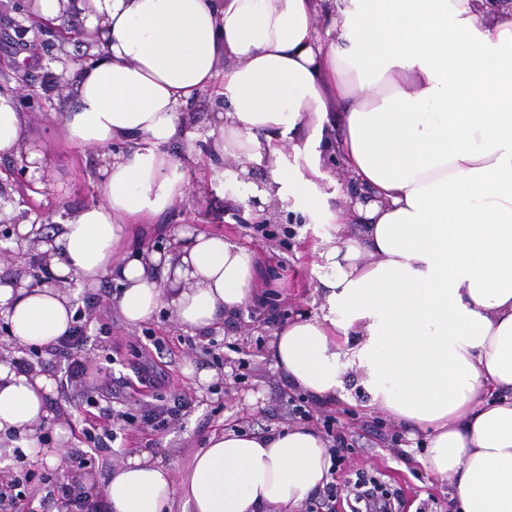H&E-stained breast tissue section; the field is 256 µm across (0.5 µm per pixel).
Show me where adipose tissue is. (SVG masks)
Segmentation results:
<instances>
[{"label":"adipose tissue","instance_id":"ef3b65f1","mask_svg":"<svg viewBox=\"0 0 512 512\" xmlns=\"http://www.w3.org/2000/svg\"><path fill=\"white\" fill-rule=\"evenodd\" d=\"M36 24L96 46L71 63L65 139L110 149L103 198L38 246L52 284L0 282V318L46 352L74 324L76 292L108 279L131 326L168 308L183 330L220 329L260 293L259 249L222 233L134 248L187 186L170 146L203 96L232 161L228 205L253 219L324 225L316 314L278 325L272 365L332 403L346 379L449 486L456 512H512V0H37ZM0 79V159L19 158L26 116ZM331 153L369 202L323 191ZM291 164H284V154ZM336 206H329V198ZM57 387L0 363V442L39 449ZM329 443L296 422L211 433L183 481L150 449L123 457L108 512H297L331 480Z\"/></svg>","mask_w":512,"mask_h":512}]
</instances>
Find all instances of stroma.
Listing matches in <instances>:
<instances>
[{
    "mask_svg": "<svg viewBox=\"0 0 512 512\" xmlns=\"http://www.w3.org/2000/svg\"><path fill=\"white\" fill-rule=\"evenodd\" d=\"M90 48V43L64 41L50 27L35 25L21 11L19 0H0V78L16 87L19 107L28 117L22 144L40 150L47 175L42 192L32 196L34 206L27 211V222L66 218L102 195L98 172L102 151L67 146L60 119L70 100L65 79L68 66L72 60L88 58ZM193 110L194 119L173 147L188 196L155 221L169 232L192 224L197 230L230 234L258 248L266 263L263 304L248 307L234 324L200 337L181 331L164 309L148 322L127 325L115 306L116 290L110 281L84 289L77 306L91 314L84 354L97 371L91 384L96 404L88 406L73 389L57 388L49 399L52 417L44 426V444L56 446L57 427H75L62 459L50 466L33 454L14 450L0 456V480L9 481L26 471L48 473L55 484L85 492L90 512H101L105 483L113 465L127 452L158 449L181 480L189 472L193 452L202 448L212 432H266L292 422V407L301 405L310 412L309 424L327 440H344L335 473L346 474L352 482L373 478L399 490L400 512H449L447 483L407 463L413 450H424L423 440L409 441L403 429L368 408L362 389H351V402L325 407L310 396L288 390L274 371L268 358L273 329L295 314L316 309L310 248L321 228L291 214L272 223L266 237L253 225L239 223L235 214L225 213L224 191L234 185L236 175L228 163L210 160L207 133L216 107L206 97ZM156 341L162 348L153 349L151 357L163 393L186 392L192 398L179 421L159 435L137 419L143 405L142 388L123 384L126 363L135 360L141 346ZM190 366L212 370V381L198 384L186 372ZM115 402L133 418L111 448L92 450L82 433L85 421L94 416L96 407ZM80 456L85 457V465H75Z\"/></svg>",
    "mask_w": 512,
    "mask_h": 512,
    "instance_id": "stroma-1",
    "label": "stroma"
}]
</instances>
